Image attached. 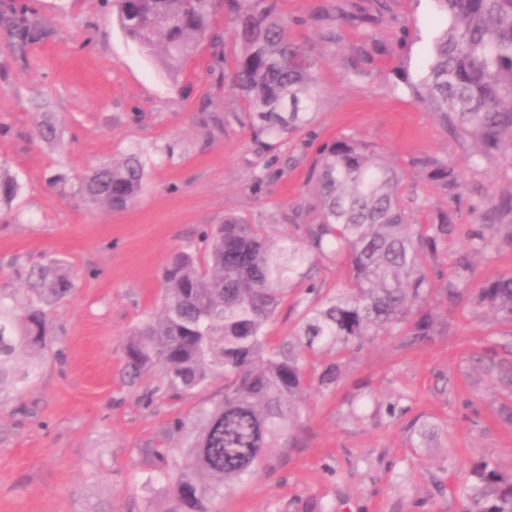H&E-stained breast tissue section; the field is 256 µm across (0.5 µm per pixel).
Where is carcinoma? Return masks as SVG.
<instances>
[{
  "mask_svg": "<svg viewBox=\"0 0 512 512\" xmlns=\"http://www.w3.org/2000/svg\"><path fill=\"white\" fill-rule=\"evenodd\" d=\"M125 35L143 51L173 67L201 44L220 42L213 33L219 0H111ZM233 52L224 57L231 89L243 105L254 141L267 150L311 124L318 90L313 62L295 42L275 0H227ZM367 10L315 9L312 20L328 45L343 43L342 24L360 29L352 45L348 79L370 74L366 66L383 51L374 23L390 14V0H367ZM441 22L429 34L426 56L399 72L403 90L434 112L455 138L490 165L512 168V0H430ZM13 28L14 47L31 35L28 7L0 15ZM427 180L460 195L467 184L446 161L419 158ZM140 156L104 164L80 182L83 195L109 210L131 204L143 189ZM402 173L366 142L340 135L310 160L307 196L297 203L296 234L272 244L268 228L226 215L204 237V248L177 253L165 266L160 309L123 343L129 386L159 371L167 396L184 400L215 388L210 406L176 419L170 431L184 438L177 458L158 447L163 491L171 512H211V502L272 466L298 442L305 393L336 389L343 359L379 336L401 345L426 341L434 317L426 306L439 294L449 301L493 312L510 325L496 347L475 359L495 378L504 401L499 416L512 425V273L479 284L474 255L512 247V193L496 200L479 194L470 204L476 225L467 251L443 266L458 216L448 210L418 224L405 205ZM20 186L0 165V204ZM343 263L347 281L320 294L311 284L293 332L279 340L266 325L288 298V286L316 261ZM25 296L0 288V400L31 382L53 355L51 315L74 290L72 275L51 259L30 268ZM336 350V361L318 359ZM437 423L413 419L405 427L412 448H429ZM465 512H512V473L477 462L460 486Z\"/></svg>",
  "mask_w": 512,
  "mask_h": 512,
  "instance_id": "obj_1",
  "label": "carcinoma"
}]
</instances>
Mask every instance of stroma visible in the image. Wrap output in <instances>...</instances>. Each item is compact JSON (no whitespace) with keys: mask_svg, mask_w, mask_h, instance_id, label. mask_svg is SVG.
I'll return each instance as SVG.
<instances>
[{"mask_svg":"<svg viewBox=\"0 0 512 512\" xmlns=\"http://www.w3.org/2000/svg\"><path fill=\"white\" fill-rule=\"evenodd\" d=\"M19 1L37 36L20 53L0 26V163L20 184L12 204L0 205V288L21 290L19 270L53 258L77 279L53 311L57 356L20 396L0 402V512H171L159 484L148 481L156 469L149 448L210 393L174 402L156 376L128 386L122 346L157 311L162 269L174 253L201 247L204 230L228 214L268 225L273 241L286 237L309 159L342 134L404 171L401 193L418 223L458 211L452 257L466 244L470 200L434 189L414 160H446L494 197L512 191V176L490 171L402 89L395 69L424 44L402 48L399 29L427 30L430 0H391L394 19L379 29L389 52L355 82L346 71L356 31L331 46L310 19L336 0H277L315 62L320 102L311 125L270 151L258 148L226 87L220 56L234 40L227 10L215 17L221 44H203L173 70L124 35L104 0H0V13ZM47 118L54 133L43 138L37 130ZM132 152L144 163V192L121 211L91 204L81 178ZM346 277V266L321 262L311 280H293L269 334L290 333L308 284L328 292ZM431 308V340L400 350L381 336L352 357L335 391L308 392L299 446L216 500L214 512H299L310 498L324 512H463L458 486L474 463L512 472L499 387L474 364L500 325L469 305L438 298ZM399 394L404 420L439 422L431 447H410L404 421L383 414Z\"/></svg>","mask_w":512,"mask_h":512,"instance_id":"1","label":"stroma"}]
</instances>
